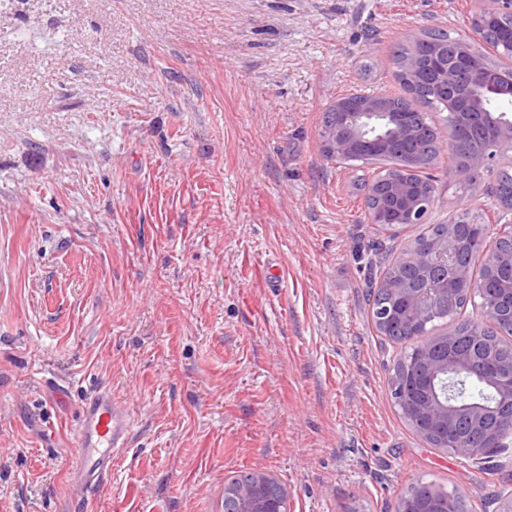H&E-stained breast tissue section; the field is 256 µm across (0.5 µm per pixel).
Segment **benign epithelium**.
Returning <instances> with one entry per match:
<instances>
[{
    "instance_id": "benign-epithelium-1",
    "label": "benign epithelium",
    "mask_w": 512,
    "mask_h": 512,
    "mask_svg": "<svg viewBox=\"0 0 512 512\" xmlns=\"http://www.w3.org/2000/svg\"><path fill=\"white\" fill-rule=\"evenodd\" d=\"M512 14V0H477L476 17L491 19L502 13ZM426 56L435 62L431 75L440 90L471 83L470 116L476 124L487 125L497 131L504 148H512V113L493 112L486 93L497 91L495 80L484 76V67L472 61L465 68H450L440 60V49L431 44ZM345 124L352 132L343 133L336 126V135L329 147L339 156L372 157L409 147L418 140L416 128L394 118L377 100H363L357 111L343 112ZM496 153L483 149L470 152L465 167L458 177L480 173L492 166ZM419 186L413 179L403 177L390 182L384 191L382 206L372 223L381 226L419 224ZM487 226L448 225L439 238L400 253L392 263L411 267L408 276H395L382 281L384 290L398 301L395 307L382 306L376 310L377 321L385 327L393 321L409 324L415 332H422L439 304H448L457 291L474 294L484 287L462 263V255L475 245H484L489 265L498 269L512 267V252L491 250L487 244ZM512 319V279L501 283L494 296L480 304V319L467 332L470 346L462 350L457 345L455 331L440 340L424 342L416 358L401 375L392 379L391 390L397 394L402 415L416 433L427 438H445V450L462 458L482 461L499 451L498 432L506 427L512 431V360L496 359L486 347L484 336L502 320L504 311ZM477 376L491 385L498 394L493 405L481 401H461L457 398L460 380ZM483 429V446L476 447L462 432L461 426ZM275 481L271 474L257 472L251 483L224 487L235 504L234 512H288V490L277 497L268 494V486Z\"/></svg>"
}]
</instances>
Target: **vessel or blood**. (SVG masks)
Instances as JSON below:
<instances>
[{
    "instance_id": "obj_1",
    "label": "vessel or blood",
    "mask_w": 512,
    "mask_h": 512,
    "mask_svg": "<svg viewBox=\"0 0 512 512\" xmlns=\"http://www.w3.org/2000/svg\"><path fill=\"white\" fill-rule=\"evenodd\" d=\"M133 418L110 390L95 392L79 410L76 426V462L72 483L76 491L96 492L112 476L113 458L127 447Z\"/></svg>"
}]
</instances>
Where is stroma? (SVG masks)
Listing matches in <instances>:
<instances>
[{
	"instance_id": "1",
	"label": "stroma",
	"mask_w": 512,
	"mask_h": 512,
	"mask_svg": "<svg viewBox=\"0 0 512 512\" xmlns=\"http://www.w3.org/2000/svg\"><path fill=\"white\" fill-rule=\"evenodd\" d=\"M474 0H0V512H224L264 471L289 512H397L417 479L473 512L512 490L401 418L371 281L416 227L368 222L373 167L325 159L328 106L398 96L393 47ZM448 152L426 221L512 225ZM134 419L70 486L80 403ZM433 490H439L442 497L445 494L449 496L456 512L470 511L469 504L456 492V490L437 485L433 481L419 479L409 488L408 493L412 494L414 498L422 500L428 498Z\"/></svg>"
}]
</instances>
